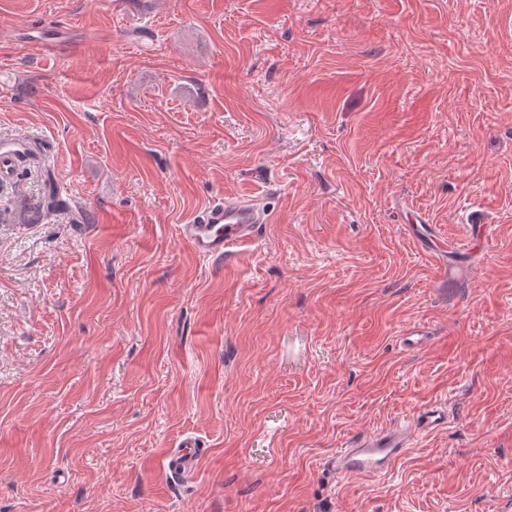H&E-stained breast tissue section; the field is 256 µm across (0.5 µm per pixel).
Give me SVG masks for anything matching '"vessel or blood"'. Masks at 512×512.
<instances>
[{
    "label": "vessel or blood",
    "mask_w": 512,
    "mask_h": 512,
    "mask_svg": "<svg viewBox=\"0 0 512 512\" xmlns=\"http://www.w3.org/2000/svg\"><path fill=\"white\" fill-rule=\"evenodd\" d=\"M32 138L18 134L0 140V178L10 175L18 156L33 148ZM267 216L256 203L234 197L221 198L205 207L179 234L199 254L221 258L229 248L253 241ZM414 428L396 424L353 439L337 452L333 465L337 473L376 478L393 469L414 446ZM208 453L194 437L182 439L166 452L172 479L182 480L192 474Z\"/></svg>",
    "instance_id": "obj_1"
}]
</instances>
